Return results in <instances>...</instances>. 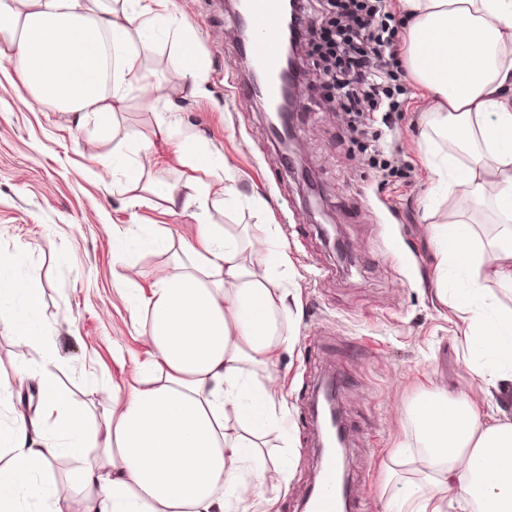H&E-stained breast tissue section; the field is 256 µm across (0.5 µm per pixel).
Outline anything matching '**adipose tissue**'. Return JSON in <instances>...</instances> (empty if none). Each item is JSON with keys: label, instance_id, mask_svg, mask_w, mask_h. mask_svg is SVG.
Masks as SVG:
<instances>
[{"label": "adipose tissue", "instance_id": "ef3b65f1", "mask_svg": "<svg viewBox=\"0 0 512 512\" xmlns=\"http://www.w3.org/2000/svg\"><path fill=\"white\" fill-rule=\"evenodd\" d=\"M409 23L406 60L425 90L437 135H452L461 157L425 152L439 185L467 186L480 195L496 180L498 231L479 253L470 229L436 224L431 239L439 257L440 296H453L464 325L468 367L475 381L451 399L424 394L416 404L418 441L428 470L420 483L395 499L394 512H512V421L484 417L489 397L512 384V309L485 292L481 269L492 255L493 276L512 291V0H401ZM164 32L182 69L201 85L207 68L191 27L178 20L172 0H0V60H7L31 109L52 106L106 122L117 102L135 91L145 100L165 98L161 78L145 66ZM112 69L104 71V47ZM172 149L188 168L181 187L159 188L172 208L196 223L171 270L149 287L136 282L132 252L164 246L165 231L152 225L136 239L115 230L113 262L123 270L134 315L144 316L148 350L131 391L113 396L101 423L60 393L49 368L57 359L54 336L41 322L42 289L0 266V327L42 349L40 403L36 416L0 431L10 461L0 468V512H19L34 494L48 512H63L70 487L37 483L62 452L98 448L111 464L88 466L75 485L93 512H224L264 486L287 484L289 470L266 461L260 440L286 430L276 404L274 351L291 339L281 281L292 262L278 225L235 235L211 222L209 209L230 208L239 197L228 184L220 152L165 118L153 139L131 144L117 158L115 191H126L141 172L142 154L154 142ZM55 428L62 443L51 442Z\"/></svg>", "mask_w": 512, "mask_h": 512}]
</instances>
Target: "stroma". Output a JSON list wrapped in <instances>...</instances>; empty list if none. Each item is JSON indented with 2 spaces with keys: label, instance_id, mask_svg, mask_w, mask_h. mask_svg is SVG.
<instances>
[{
  "label": "stroma",
  "instance_id": "1",
  "mask_svg": "<svg viewBox=\"0 0 512 512\" xmlns=\"http://www.w3.org/2000/svg\"><path fill=\"white\" fill-rule=\"evenodd\" d=\"M178 18L198 36L208 76L202 94L187 93L191 79L168 45H159L146 66L168 86V99L147 102L129 93L116 107L114 126L52 107L30 111L18 80L0 76V263L20 261L43 290L42 319L56 336L53 372L61 389L100 421L115 390H127L144 359L142 326L134 320L127 291L114 276L112 230L139 234L141 225L167 229V250L138 255L140 282L163 275L195 224L154 195L156 184L179 185L181 167L156 144L143 161L136 193L142 205L112 192V159L133 140L152 136L158 117L190 129L219 150L239 189L261 205L211 209L213 222L234 233L276 224L292 268L288 288L298 316L291 345L276 352V399L287 410L290 435L268 432L266 459L290 465L287 485L267 486L232 503L229 512H300L320 466L313 394L324 376L335 375L350 433L347 468L361 512H387L404 487L425 469L421 449L388 479L384 464L393 448L413 444V406L437 389L458 397L473 381L465 339L455 311L436 295L437 257L429 228L457 221L471 225L479 243L496 232V193L487 183L478 204L459 213L466 196L458 186L448 197L430 198L431 173L420 149L431 132L423 88L400 64L409 94L386 122H373L369 141L388 144L404 177L374 168L353 141L351 121L333 108L322 74L311 67L301 90L296 134L319 186L311 193L299 170L285 166L280 145L263 113L237 94L247 83L239 65V41L230 17L232 0H174ZM338 224L350 251L341 265L324 234ZM29 373L19 376V364ZM40 347L0 329V383L9 394L0 423L38 404Z\"/></svg>",
  "mask_w": 512,
  "mask_h": 512
}]
</instances>
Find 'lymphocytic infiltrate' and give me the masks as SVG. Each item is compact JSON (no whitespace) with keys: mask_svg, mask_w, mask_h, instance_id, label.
<instances>
[{"mask_svg":"<svg viewBox=\"0 0 512 512\" xmlns=\"http://www.w3.org/2000/svg\"><path fill=\"white\" fill-rule=\"evenodd\" d=\"M326 2L320 13L302 19L311 28L310 52L322 63L327 87L354 118L398 111L390 84L398 73L399 39L386 24V0Z\"/></svg>","mask_w":512,"mask_h":512,"instance_id":"lymphocytic-infiltrate-1","label":"lymphocytic infiltrate"}]
</instances>
